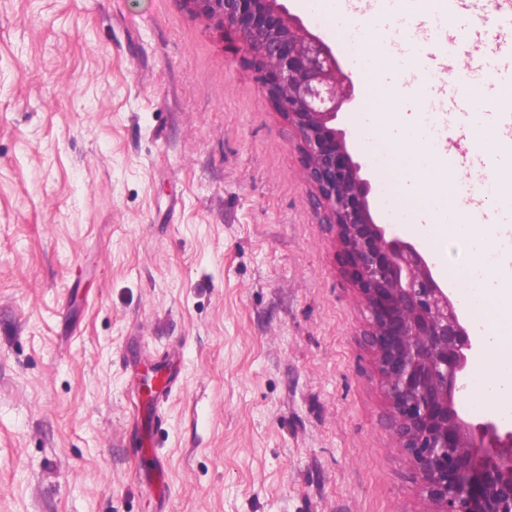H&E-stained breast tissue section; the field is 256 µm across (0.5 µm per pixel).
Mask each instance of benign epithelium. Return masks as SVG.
Segmentation results:
<instances>
[{"instance_id":"obj_1","label":"benign epithelium","mask_w":512,"mask_h":512,"mask_svg":"<svg viewBox=\"0 0 512 512\" xmlns=\"http://www.w3.org/2000/svg\"><path fill=\"white\" fill-rule=\"evenodd\" d=\"M188 13L232 30L248 65L294 129L307 182L336 226L348 273L366 310L367 336L393 427L436 512H512V430L459 414L480 336L468 331L448 289L416 247L374 222L370 183L336 128L355 86L331 46L282 0H180Z\"/></svg>"}]
</instances>
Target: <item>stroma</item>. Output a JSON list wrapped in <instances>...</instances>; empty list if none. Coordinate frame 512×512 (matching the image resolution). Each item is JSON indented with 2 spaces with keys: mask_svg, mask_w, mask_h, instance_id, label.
<instances>
[{
  "mask_svg": "<svg viewBox=\"0 0 512 512\" xmlns=\"http://www.w3.org/2000/svg\"><path fill=\"white\" fill-rule=\"evenodd\" d=\"M345 73L357 34L285 0ZM358 85V128L405 72ZM293 129L180 0H0V512H435ZM175 351L160 429L134 403ZM168 465L165 498L135 463Z\"/></svg>",
  "mask_w": 512,
  "mask_h": 512,
  "instance_id": "obj_1",
  "label": "stroma"
}]
</instances>
